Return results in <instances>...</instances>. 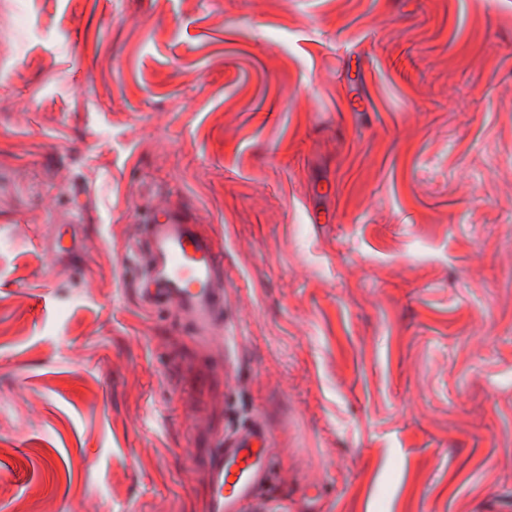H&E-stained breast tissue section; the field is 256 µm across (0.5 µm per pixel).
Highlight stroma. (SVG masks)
Instances as JSON below:
<instances>
[{
  "label": "stroma",
  "mask_w": 512,
  "mask_h": 512,
  "mask_svg": "<svg viewBox=\"0 0 512 512\" xmlns=\"http://www.w3.org/2000/svg\"><path fill=\"white\" fill-rule=\"evenodd\" d=\"M0 0V512H512V0ZM218 242L224 372L132 265ZM320 214L313 224L309 213ZM270 438L266 429L258 426L228 443L219 440L206 447L211 448L204 458L210 479L211 512L243 511L246 506L264 502L257 488L272 466Z\"/></svg>",
  "instance_id": "35a3bbf8"
}]
</instances>
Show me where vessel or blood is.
<instances>
[{
    "label": "vessel or blood",
    "mask_w": 512,
    "mask_h": 512,
    "mask_svg": "<svg viewBox=\"0 0 512 512\" xmlns=\"http://www.w3.org/2000/svg\"><path fill=\"white\" fill-rule=\"evenodd\" d=\"M135 259L143 302L172 311L201 348L223 347L224 267L215 239L185 211L155 208L141 221ZM269 443L266 429L258 426L212 445L204 458L211 512H244L260 503L257 489L273 461Z\"/></svg>",
    "instance_id": "vessel-or-blood-1"
}]
</instances>
